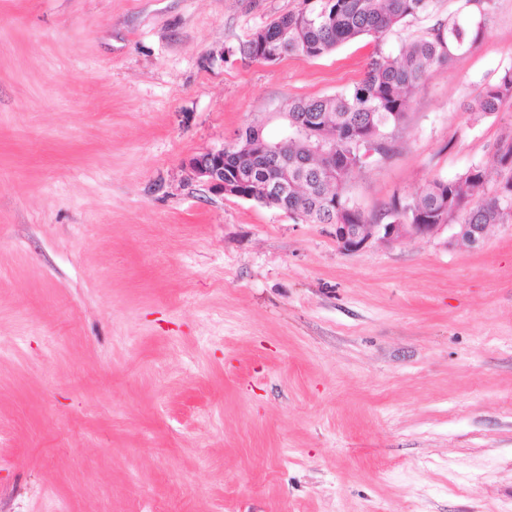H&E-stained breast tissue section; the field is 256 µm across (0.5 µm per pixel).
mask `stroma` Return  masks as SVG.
Wrapping results in <instances>:
<instances>
[{
	"instance_id": "obj_1",
	"label": "stroma",
	"mask_w": 512,
	"mask_h": 512,
	"mask_svg": "<svg viewBox=\"0 0 512 512\" xmlns=\"http://www.w3.org/2000/svg\"><path fill=\"white\" fill-rule=\"evenodd\" d=\"M302 0H0V512H512V223L347 253L188 159L362 79L469 0L320 58L233 55ZM512 0L435 67L393 198L488 164ZM512 98V67L504 70L498 81L485 88L483 93L470 105L469 110L476 120L498 112L502 102Z\"/></svg>"
}]
</instances>
